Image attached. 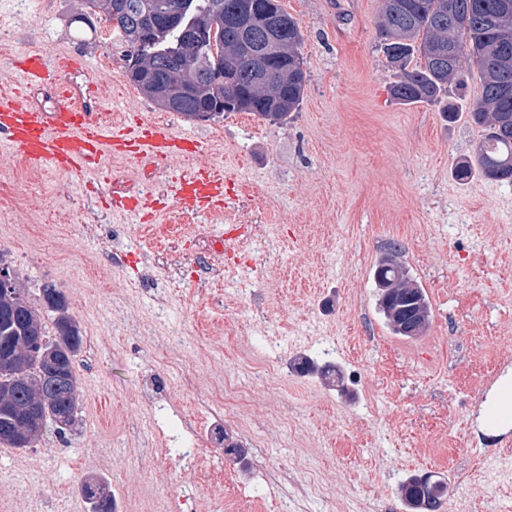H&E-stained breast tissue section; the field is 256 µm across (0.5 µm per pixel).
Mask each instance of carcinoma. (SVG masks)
<instances>
[{"label": "carcinoma", "mask_w": 512, "mask_h": 512, "mask_svg": "<svg viewBox=\"0 0 512 512\" xmlns=\"http://www.w3.org/2000/svg\"><path fill=\"white\" fill-rule=\"evenodd\" d=\"M112 26L114 49L123 62H133L128 76L157 106L188 119L216 120L226 112H248L281 123L303 100L307 74L301 54L303 34L298 22L279 4L266 0L274 19L253 15L242 24L234 19L244 0H91ZM191 31L215 32V42L193 49L184 45ZM379 32L388 61L397 69L390 95L401 105L441 103L448 121L464 116L485 129L476 157L456 162L453 173L465 182L475 176L512 182V0H381ZM234 82L224 86V71ZM476 74L479 98L468 112L449 101V88L462 86ZM376 309L390 333L411 338L410 320L421 330L430 324L431 304L425 289L400 260V247L390 245L375 265ZM41 296L13 317L6 314L18 285L0 293V355L17 356V364L0 367V443L16 445L21 422L15 408L30 403L49 406L56 419L78 426L79 379L74 359L83 334L69 312L62 289L46 285ZM44 339L43 359L34 354L33 337ZM65 369L53 386L46 379L49 363ZM300 373L315 371L336 380L330 361L301 357ZM81 492L92 512H114L112 495L102 479L85 483ZM408 512H440L447 486L428 475H411L400 487Z\"/></svg>", "instance_id": "carcinoma-1"}]
</instances>
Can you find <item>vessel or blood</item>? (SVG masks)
Masks as SVG:
<instances>
[{"mask_svg": "<svg viewBox=\"0 0 512 512\" xmlns=\"http://www.w3.org/2000/svg\"><path fill=\"white\" fill-rule=\"evenodd\" d=\"M14 67L19 85H0V142L7 143L12 155L25 164L49 163L63 173L82 177L99 173L105 156L113 155L147 162L163 171L171 159L206 148L204 140L139 116L130 122L104 121L101 112L88 105L99 88L83 59L67 56L54 61L28 50L15 60ZM33 87L49 91V107L32 104L28 91ZM175 181L182 211H213L229 205L223 172L190 169L176 175ZM153 198L149 191L134 200L108 192L100 202L119 209L147 208Z\"/></svg>", "mask_w": 512, "mask_h": 512, "instance_id": "vessel-or-blood-1", "label": "vessel or blood"}]
</instances>
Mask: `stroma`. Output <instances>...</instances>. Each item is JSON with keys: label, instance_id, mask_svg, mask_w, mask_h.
<instances>
[{"label": "stroma", "instance_id": "35a3bbf8", "mask_svg": "<svg viewBox=\"0 0 512 512\" xmlns=\"http://www.w3.org/2000/svg\"><path fill=\"white\" fill-rule=\"evenodd\" d=\"M304 34L307 84L287 122L228 112L190 120L143 96L100 37L76 38L90 0H0V84L15 55L85 56L109 118L141 114L207 144L171 170L219 168L228 209L181 213L153 167L109 157L108 186L152 188L148 215L91 209L96 175L27 166L0 145V252L30 295L61 288L84 340L74 360L79 425L31 448L0 444V512H90L79 487L108 482L115 512H295L248 480L252 459L198 450L224 479L197 482L153 421L204 409L232 378L251 402L247 426L270 446L267 467L301 485L309 512H405L399 486L432 474L445 512H512V428L488 411L512 391V185L462 183L452 169L482 139L438 106L397 104L377 28L380 0H280ZM425 289L427 331L393 336L373 268L390 244ZM336 363L333 385L291 366ZM169 380L149 408V369Z\"/></svg>", "mask_w": 512, "mask_h": 512}]
</instances>
